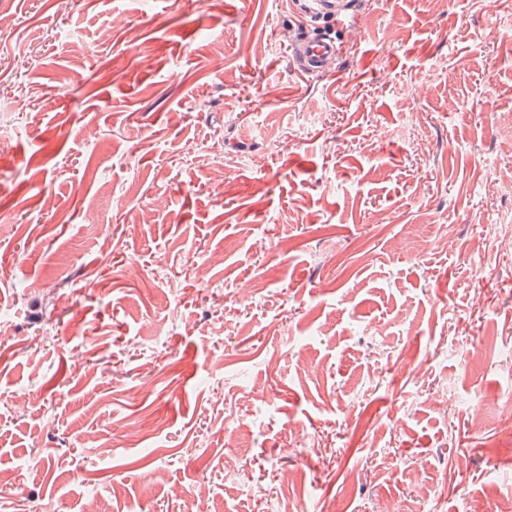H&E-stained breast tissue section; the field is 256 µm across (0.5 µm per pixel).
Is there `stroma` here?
<instances>
[{
  "instance_id": "obj_1",
  "label": "stroma",
  "mask_w": 512,
  "mask_h": 512,
  "mask_svg": "<svg viewBox=\"0 0 512 512\" xmlns=\"http://www.w3.org/2000/svg\"><path fill=\"white\" fill-rule=\"evenodd\" d=\"M347 7L0 0L1 503L512 500V0ZM343 0H306V13L311 17L324 15L336 16V20L344 23L346 21ZM342 52L341 45L333 41L313 40L291 48V54L298 71L303 75H316L324 70L329 58H336Z\"/></svg>"
}]
</instances>
